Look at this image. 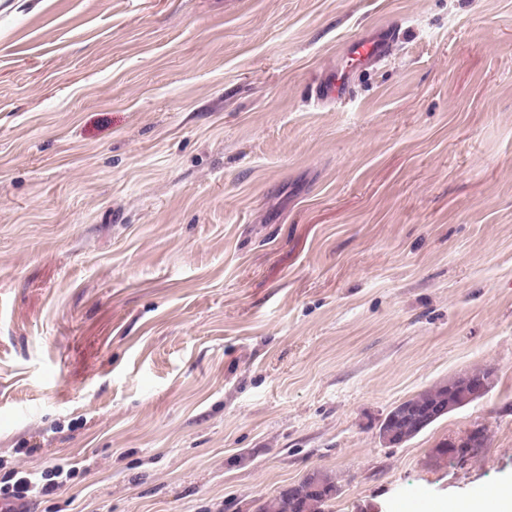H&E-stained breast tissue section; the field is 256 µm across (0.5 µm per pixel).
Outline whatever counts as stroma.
<instances>
[{"label": "stroma", "instance_id": "obj_1", "mask_svg": "<svg viewBox=\"0 0 512 512\" xmlns=\"http://www.w3.org/2000/svg\"><path fill=\"white\" fill-rule=\"evenodd\" d=\"M69 461L22 512H256L315 470L328 512L512 486V0H0V478ZM396 26L385 27L370 36H362L349 42L347 53L359 65L369 68L383 61L393 51L398 41ZM352 95L351 80L344 72L332 70L321 74L315 81L311 96L317 103L344 101ZM492 377H494V370L490 367L474 370L470 374L471 380L485 383V388H483L481 395L462 405H450L452 403L451 389L461 378H453L447 382L435 384L414 397L403 401L392 408L381 422L379 438L387 444V441L390 440L389 435L392 432L399 434L400 440L398 444L409 441L434 422L448 415V413L482 397L492 387L494 382ZM436 409L445 411L440 416L430 419L428 413ZM475 435L476 428L469 431L467 436L462 441L454 438L448 440L446 439L440 442L433 451V458L435 459L436 463L448 462V458L457 460L458 462L464 460V458L470 454L465 451V447L460 445H465L468 447V449H472L471 447H473V441H470V439H473ZM448 442L450 444H456L458 447H448Z\"/></svg>", "mask_w": 512, "mask_h": 512}]
</instances>
